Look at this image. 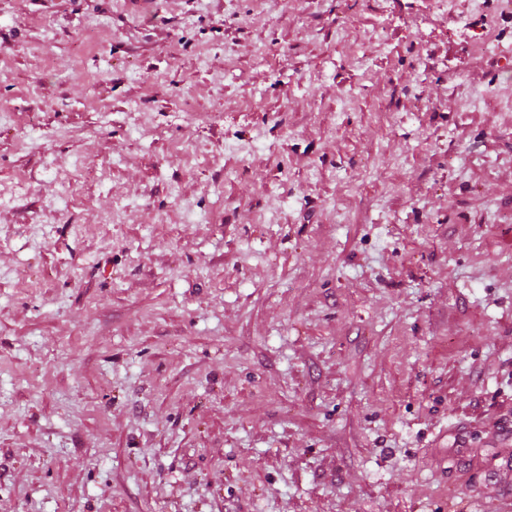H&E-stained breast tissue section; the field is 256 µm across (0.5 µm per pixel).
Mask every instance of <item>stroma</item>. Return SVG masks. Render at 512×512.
Returning <instances> with one entry per match:
<instances>
[{
	"label": "stroma",
	"mask_w": 512,
	"mask_h": 512,
	"mask_svg": "<svg viewBox=\"0 0 512 512\" xmlns=\"http://www.w3.org/2000/svg\"><path fill=\"white\" fill-rule=\"evenodd\" d=\"M0 512H512V0H0Z\"/></svg>",
	"instance_id": "obj_1"
}]
</instances>
